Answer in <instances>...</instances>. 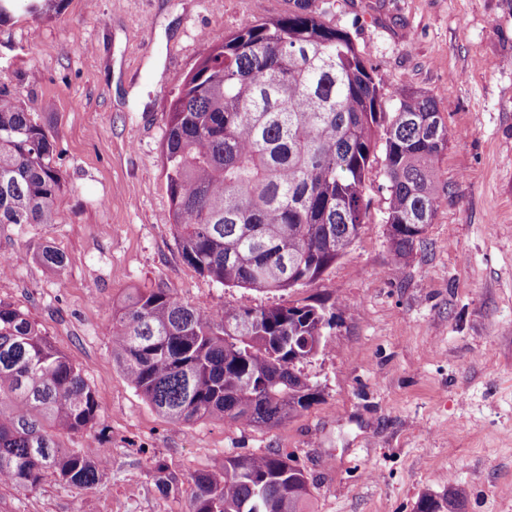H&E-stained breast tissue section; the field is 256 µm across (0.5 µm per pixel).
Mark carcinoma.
<instances>
[{
	"label": "carcinoma",
	"instance_id": "cac0c4a2",
	"mask_svg": "<svg viewBox=\"0 0 512 512\" xmlns=\"http://www.w3.org/2000/svg\"><path fill=\"white\" fill-rule=\"evenodd\" d=\"M55 0H0V21L40 18ZM349 32L303 10L248 23L214 40L174 95L163 146L173 226L184 261L229 288L282 292L311 283L344 256L365 224L366 176L383 147V223L395 257L432 223L445 186L437 167L448 126L436 100L393 94ZM54 136L0 92V230L56 223L62 187ZM38 261L65 268L44 247ZM324 303L204 310L168 290L133 289L113 314L112 353L129 384L171 425L222 418L269 427L318 403L300 365L326 348ZM0 477L34 488L47 472L76 487L102 478L87 448L98 402L84 372L28 314L0 301ZM190 512H305L311 484L286 452L240 454L191 476ZM158 491L177 477L156 462ZM458 491L423 493L415 512H460Z\"/></svg>",
	"mask_w": 512,
	"mask_h": 512
}]
</instances>
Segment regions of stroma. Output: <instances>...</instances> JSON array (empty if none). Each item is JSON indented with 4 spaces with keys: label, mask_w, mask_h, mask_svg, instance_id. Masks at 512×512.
Instances as JSON below:
<instances>
[{
    "label": "stroma",
    "mask_w": 512,
    "mask_h": 512,
    "mask_svg": "<svg viewBox=\"0 0 512 512\" xmlns=\"http://www.w3.org/2000/svg\"><path fill=\"white\" fill-rule=\"evenodd\" d=\"M301 5L349 31L391 88L435 98L449 193L395 259L374 161L362 231L318 280L227 288L183 260L171 222L172 95L200 43ZM0 90L52 132L65 183L56 223L0 234V300L83 369L108 461L89 488L51 474L0 485V512H189L194 472L274 450L310 478L309 512H414L451 485L462 512H512V0H60L49 16L0 23ZM43 245L66 257L63 275L37 262ZM135 288L204 309L335 306L327 351L302 367L321 401L274 427L170 425L112 354V308ZM159 460L178 478L167 497L153 484Z\"/></svg>",
    "instance_id": "obj_1"
}]
</instances>
